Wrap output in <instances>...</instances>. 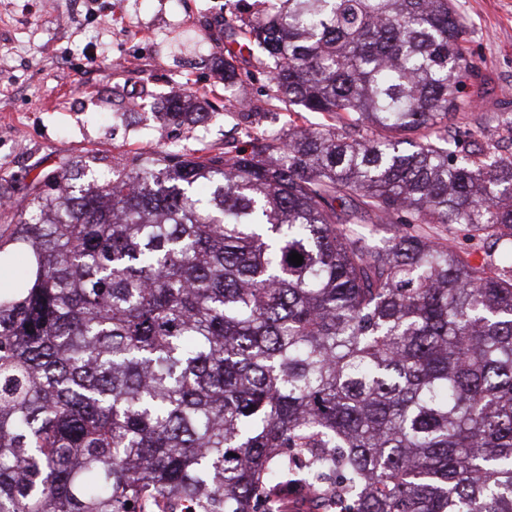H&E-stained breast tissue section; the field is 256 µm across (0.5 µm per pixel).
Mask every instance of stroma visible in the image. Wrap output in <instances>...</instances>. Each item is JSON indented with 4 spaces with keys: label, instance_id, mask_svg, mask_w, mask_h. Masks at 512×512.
Returning <instances> with one entry per match:
<instances>
[{
    "label": "stroma",
    "instance_id": "1",
    "mask_svg": "<svg viewBox=\"0 0 512 512\" xmlns=\"http://www.w3.org/2000/svg\"><path fill=\"white\" fill-rule=\"evenodd\" d=\"M236 0H0V234L38 174L96 158L102 175L156 151L207 156L249 135L317 127L328 118L272 105L267 68L246 58L247 107L224 95V14ZM467 26L465 54L482 94L449 131L512 138L492 117L512 113V0H454ZM205 122L166 119L173 97Z\"/></svg>",
    "mask_w": 512,
    "mask_h": 512
}]
</instances>
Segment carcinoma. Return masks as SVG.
Wrapping results in <instances>:
<instances>
[{"instance_id":"cac0c4a2","label":"carcinoma","mask_w":512,"mask_h":512,"mask_svg":"<svg viewBox=\"0 0 512 512\" xmlns=\"http://www.w3.org/2000/svg\"><path fill=\"white\" fill-rule=\"evenodd\" d=\"M466 33L453 0H254L224 83L258 51L272 102L332 123L35 178L0 235L30 253L0 292V512H282L311 484L512 512V160L448 133Z\"/></svg>"}]
</instances>
